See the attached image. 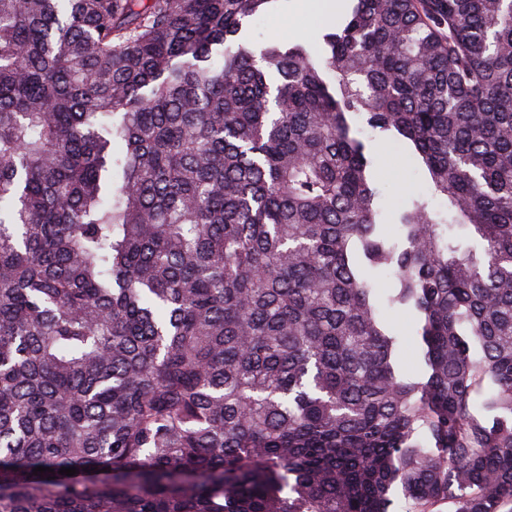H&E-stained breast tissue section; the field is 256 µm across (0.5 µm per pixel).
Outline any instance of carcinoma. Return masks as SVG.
<instances>
[{
    "mask_svg": "<svg viewBox=\"0 0 512 512\" xmlns=\"http://www.w3.org/2000/svg\"><path fill=\"white\" fill-rule=\"evenodd\" d=\"M276 2L0 0V512H512V0ZM295 0H281L275 9L250 22V33L257 41L270 38L307 39L315 47L322 44L321 34L326 27H335L339 23L336 13L331 16L319 13L315 8L296 11L292 5ZM375 150L381 167L385 170L383 172L385 181L383 204L388 210L397 208L409 194L428 191V183L424 176L416 172L411 163L391 144L377 142ZM394 323L399 333L403 336V363L405 371L410 378L416 377L418 369L413 359L414 341L411 336V324L408 317L398 315L394 317Z\"/></svg>",
    "mask_w": 512,
    "mask_h": 512,
    "instance_id": "1",
    "label": "carcinoma"
}]
</instances>
